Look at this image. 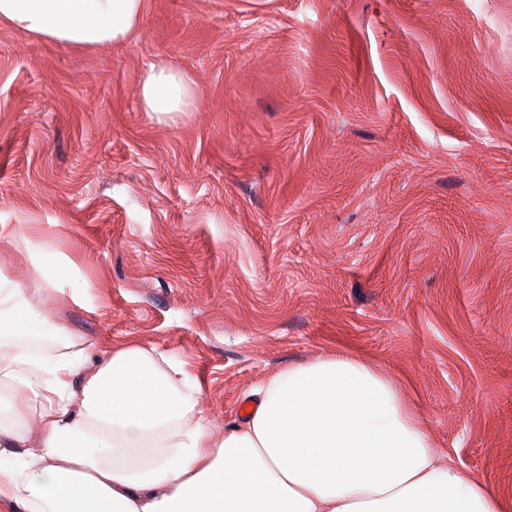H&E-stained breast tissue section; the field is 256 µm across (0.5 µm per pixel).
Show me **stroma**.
I'll use <instances>...</instances> for the list:
<instances>
[{
    "mask_svg": "<svg viewBox=\"0 0 512 512\" xmlns=\"http://www.w3.org/2000/svg\"><path fill=\"white\" fill-rule=\"evenodd\" d=\"M164 60L198 86L143 111ZM0 282L182 360L213 438L359 354L512 512V0H148L133 41L0 24ZM138 85L143 111L172 123L180 114L193 112L196 107L194 80L174 64L163 61L150 64L140 72Z\"/></svg>",
    "mask_w": 512,
    "mask_h": 512,
    "instance_id": "35a3bbf8",
    "label": "stroma"
}]
</instances>
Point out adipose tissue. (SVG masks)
<instances>
[{
	"mask_svg": "<svg viewBox=\"0 0 512 512\" xmlns=\"http://www.w3.org/2000/svg\"><path fill=\"white\" fill-rule=\"evenodd\" d=\"M148 0H0V22L81 49L130 42ZM143 111H194L182 68L156 62ZM0 289V512H501L442 463L400 384L363 357L289 366L213 439L182 361L139 346L98 351ZM40 430L30 435L29 412Z\"/></svg>",
	"mask_w": 512,
	"mask_h": 512,
	"instance_id": "adipose-tissue-1",
	"label": "adipose tissue"
}]
</instances>
